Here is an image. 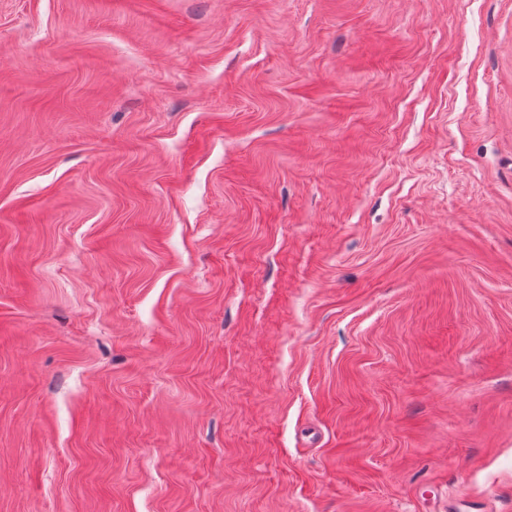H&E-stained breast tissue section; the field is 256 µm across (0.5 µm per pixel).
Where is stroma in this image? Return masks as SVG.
Listing matches in <instances>:
<instances>
[{
  "label": "stroma",
  "mask_w": 512,
  "mask_h": 512,
  "mask_svg": "<svg viewBox=\"0 0 512 512\" xmlns=\"http://www.w3.org/2000/svg\"><path fill=\"white\" fill-rule=\"evenodd\" d=\"M512 512V0H0V512Z\"/></svg>",
  "instance_id": "obj_1"
}]
</instances>
